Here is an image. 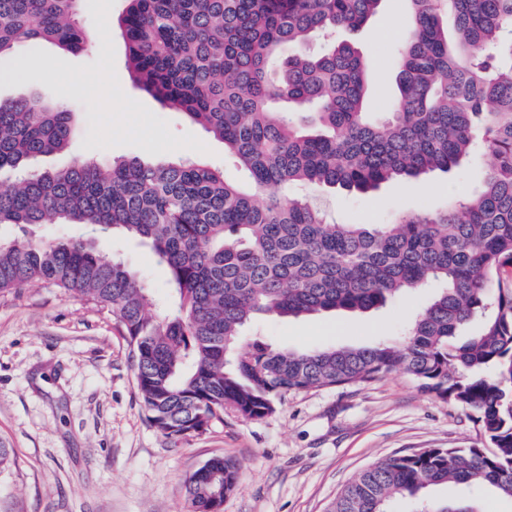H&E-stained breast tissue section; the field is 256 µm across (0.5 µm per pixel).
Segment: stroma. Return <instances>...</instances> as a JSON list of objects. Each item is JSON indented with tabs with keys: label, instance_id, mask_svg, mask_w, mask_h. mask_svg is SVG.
Returning a JSON list of instances; mask_svg holds the SVG:
<instances>
[{
	"label": "stroma",
	"instance_id": "1",
	"mask_svg": "<svg viewBox=\"0 0 512 512\" xmlns=\"http://www.w3.org/2000/svg\"><path fill=\"white\" fill-rule=\"evenodd\" d=\"M123 9V0H79L77 19L88 41L72 53L38 40L23 43L19 51L31 64L26 81L10 79L11 60H0V99L40 96L76 115L68 148L44 166L189 157L238 180L222 141L132 82L119 31L95 41L102 24ZM404 9L403 0H384L359 31L336 35L373 63L372 112L388 111L397 95L395 64L409 27ZM486 171L478 161L375 192L328 197L305 187L301 193L339 222L393 224L446 208L476 190ZM96 242L150 285L156 304L169 300L167 271L146 246L117 231ZM431 295L420 289L366 313L261 319L249 332L304 350L370 345L397 336ZM0 440L16 459L0 474V512H180L186 480L218 455L237 464L223 512H325L361 469L395 454L467 448L480 437L473 412L422 391L398 370L370 383L289 393L257 421L228 410L206 432L171 442L147 419L131 349L111 311L35 284L0 293Z\"/></svg>",
	"mask_w": 512,
	"mask_h": 512
}]
</instances>
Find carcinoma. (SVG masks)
<instances>
[{
    "label": "carcinoma",
    "instance_id": "1",
    "mask_svg": "<svg viewBox=\"0 0 512 512\" xmlns=\"http://www.w3.org/2000/svg\"><path fill=\"white\" fill-rule=\"evenodd\" d=\"M118 19L132 81L224 142L242 180L179 162H32L63 150L74 113L0 100V224H84L145 243L167 268L172 303L95 241L0 238V293L34 282L112 311L132 352L150 424L177 442L232 410L262 419L290 392L368 383L399 369L471 411L483 442L385 458L358 473L329 512H387L435 485L489 486L512 500V0H404L410 35L385 119L365 111L368 66L350 42L269 63L292 44L359 30L383 0H125ZM77 0H0V57L86 42ZM316 108L312 123L273 112ZM489 159L480 192L396 224H337L289 194L309 184L368 192ZM436 287L396 339L289 349L246 329L264 317L368 312ZM216 456L186 481V512H213L235 488ZM423 512H481L426 504Z\"/></svg>",
    "mask_w": 512,
    "mask_h": 512
}]
</instances>
